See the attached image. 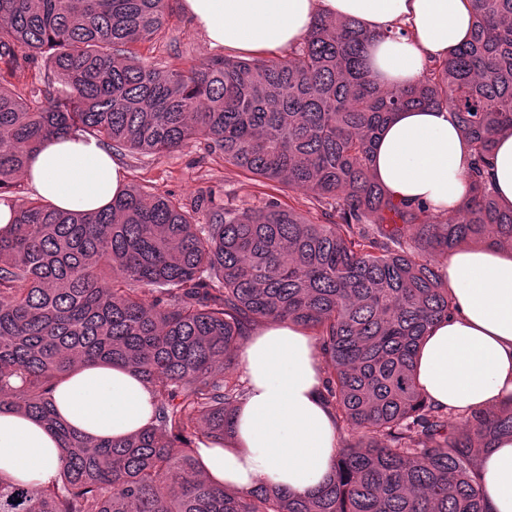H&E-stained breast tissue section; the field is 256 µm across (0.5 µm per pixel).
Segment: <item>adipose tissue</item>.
Here are the masks:
<instances>
[{
  "label": "adipose tissue",
  "mask_w": 512,
  "mask_h": 512,
  "mask_svg": "<svg viewBox=\"0 0 512 512\" xmlns=\"http://www.w3.org/2000/svg\"><path fill=\"white\" fill-rule=\"evenodd\" d=\"M210 46L242 58H265L302 42L315 17L357 20L377 34L369 69L381 82L406 85L426 65L447 59L469 39L471 0H182ZM469 145L447 110L397 112L374 147L371 172L395 199L433 211L467 197ZM34 196L64 211L102 210L126 187L112 154L94 137L46 141L23 173ZM489 179L512 206V134L498 137ZM439 274L454 314L436 321L416 356V374L432 405L464 412L512 397V250L462 246L445 255ZM247 395L223 446H200L216 482L250 490L271 485L306 494L333 473L340 433L322 397V368L307 330L274 320L255 330L240 353ZM153 395L136 372L108 363L78 367L52 394L56 415L94 439L120 440L150 425ZM61 444L39 420L0 408V475L28 489L50 485ZM482 494L493 512H512V437L481 458Z\"/></svg>",
  "instance_id": "ef3b65f1"
}]
</instances>
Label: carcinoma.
Returning <instances> with one entry per match:
<instances>
[{
  "label": "carcinoma",
  "mask_w": 512,
  "mask_h": 512,
  "mask_svg": "<svg viewBox=\"0 0 512 512\" xmlns=\"http://www.w3.org/2000/svg\"><path fill=\"white\" fill-rule=\"evenodd\" d=\"M473 2L469 40L398 86L371 75L377 35L347 18H317L282 57L162 70L133 47L162 37L168 0H0V61L48 51L64 87L35 104L0 72V200L14 206L0 230V407L62 445L54 483L0 476V512H491L480 458L512 435V402L439 410L415 372L428 328L454 313L435 257L512 249V208L485 176L512 133V0ZM410 106L447 109L471 151L469 202L441 217L371 175L379 131ZM76 132L157 154L204 140L263 184L309 192L321 220L272 195L257 208L202 195L189 208L129 186L96 213L16 196L28 157ZM270 320L312 333L323 401L350 430L310 494L216 485L195 447L224 446L247 391L234 353ZM95 361L138 371L151 426L92 440L56 417L55 385Z\"/></svg>",
  "instance_id": "1"
}]
</instances>
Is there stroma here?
<instances>
[{"mask_svg": "<svg viewBox=\"0 0 512 512\" xmlns=\"http://www.w3.org/2000/svg\"><path fill=\"white\" fill-rule=\"evenodd\" d=\"M180 3L181 0L170 2L165 40L143 53L147 62L156 68H185L217 54ZM114 157L125 174L127 185L147 191H170L188 204L200 195L212 193L229 206H259L273 194L284 206L311 220L320 217L315 201L307 192L284 185L275 189L248 179L240 169L225 163L221 155L208 153L201 144L160 155L120 150Z\"/></svg>", "mask_w": 512, "mask_h": 512, "instance_id": "35a3bbf8", "label": "stroma"}]
</instances>
